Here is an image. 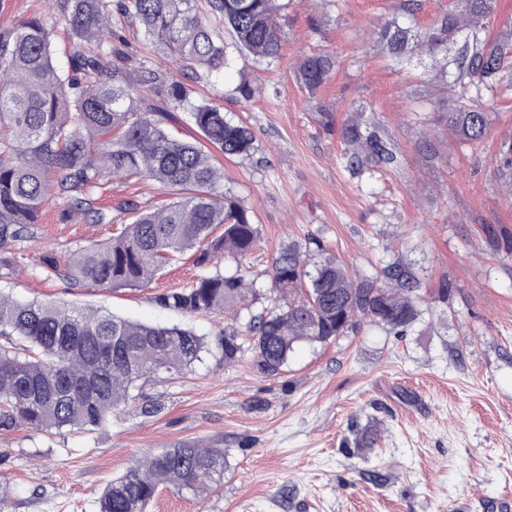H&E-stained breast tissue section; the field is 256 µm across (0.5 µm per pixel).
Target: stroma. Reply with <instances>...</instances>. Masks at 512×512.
<instances>
[{
    "label": "stroma",
    "instance_id": "1",
    "mask_svg": "<svg viewBox=\"0 0 512 512\" xmlns=\"http://www.w3.org/2000/svg\"><path fill=\"white\" fill-rule=\"evenodd\" d=\"M282 51L272 64L238 55L223 84L192 82L254 134L256 152L222 159L224 189L252 211L259 241L246 281L262 311L271 263L291 241L310 239L367 275L409 266L426 298L422 319L401 336L362 325L326 345L297 348L286 372L260 374L251 355L225 365L206 355L186 374L140 381L141 401L106 429L50 436L0 432L5 512H98L104 486L152 451L196 443L228 452L223 485L198 496L162 490L149 512H505L512 503V198L496 160L512 145V0L486 19L509 56L485 93L487 136L469 141L448 124V91L431 58L396 63L376 30L403 16L404 0H280ZM336 56L330 82L310 91L298 76L307 55ZM250 86L240 99L239 84ZM379 123L400 157L395 168H346L339 136L354 117ZM160 185L108 183L99 202L159 206ZM119 224L58 221L44 210L34 241L12 247L18 272L0 290L21 300L97 308L214 336L220 316L188 318L156 294L187 288L215 269L194 254L144 288L107 291L47 276V247L102 241ZM447 287V301L438 290ZM382 431L361 457L353 445L368 423Z\"/></svg>",
    "mask_w": 512,
    "mask_h": 512
}]
</instances>
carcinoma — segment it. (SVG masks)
I'll list each match as a JSON object with an SVG mask.
<instances>
[{"label": "carcinoma", "instance_id": "obj_1", "mask_svg": "<svg viewBox=\"0 0 512 512\" xmlns=\"http://www.w3.org/2000/svg\"><path fill=\"white\" fill-rule=\"evenodd\" d=\"M472 2L423 31L393 19L378 38L397 62L419 52L443 56L454 102L448 121L478 141L491 124L483 93L499 83L504 54L485 29L494 0ZM52 8L67 25L62 62L44 15L0 29V252L33 241L35 224L52 201L62 224L76 217L92 224L127 221L104 242L42 255L47 275L75 287L142 288L204 243L198 264L226 256L235 268L162 293L156 303L186 317L233 312L235 323L209 340L178 325L22 302L0 292V431L93 432L136 402L140 380L183 374L215 350L226 363L249 352L260 373L276 376L302 344L334 342L363 321L399 335L421 319L424 298L409 268L395 262L380 277H361L314 253L311 238L289 243L274 258L270 308L245 316L237 310L245 298L243 261L258 241V228L249 211L224 194V170L212 149L227 158L249 157L254 135L182 80L134 66L122 21L135 20L149 43L165 47L183 77L203 70L218 83L231 66L230 48L267 64L279 58L276 0H54ZM462 33L475 41L448 55V44ZM335 67L334 54H315L303 60L298 75L316 90ZM169 108L187 113L199 138L172 136L165 125ZM340 136L353 171L399 163L377 129L364 131L353 121ZM114 176L153 181L171 199L154 209L133 200L101 207L95 195ZM226 467L223 448H166L108 483L99 512H147L162 485L204 493L224 483Z\"/></svg>", "mask_w": 512, "mask_h": 512}]
</instances>
